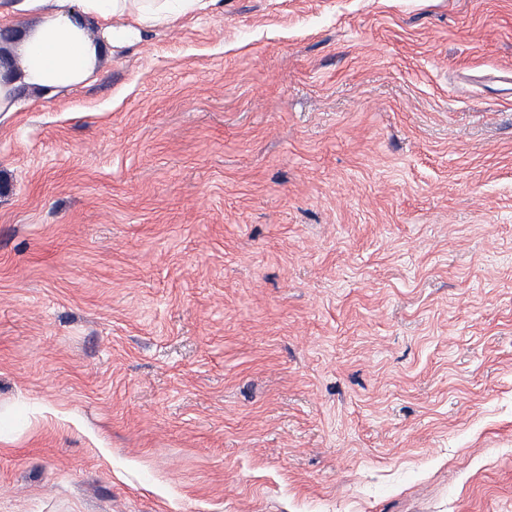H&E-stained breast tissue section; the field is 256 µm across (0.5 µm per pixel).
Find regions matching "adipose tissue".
<instances>
[{"instance_id":"1","label":"adipose tissue","mask_w":512,"mask_h":512,"mask_svg":"<svg viewBox=\"0 0 512 512\" xmlns=\"http://www.w3.org/2000/svg\"><path fill=\"white\" fill-rule=\"evenodd\" d=\"M222 0H16L13 9L35 15L37 23L21 40L22 67L16 81L0 80V112L16 109L17 85L32 89L72 87L90 79L98 44L88 36L95 19L108 23L105 40L129 45L148 30L173 21L175 13L205 12Z\"/></svg>"}]
</instances>
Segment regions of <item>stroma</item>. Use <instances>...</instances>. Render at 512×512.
I'll return each mask as SVG.
<instances>
[{
    "mask_svg": "<svg viewBox=\"0 0 512 512\" xmlns=\"http://www.w3.org/2000/svg\"><path fill=\"white\" fill-rule=\"evenodd\" d=\"M17 97L0 512H512V0H224Z\"/></svg>",
    "mask_w": 512,
    "mask_h": 512,
    "instance_id": "obj_1",
    "label": "stroma"
}]
</instances>
